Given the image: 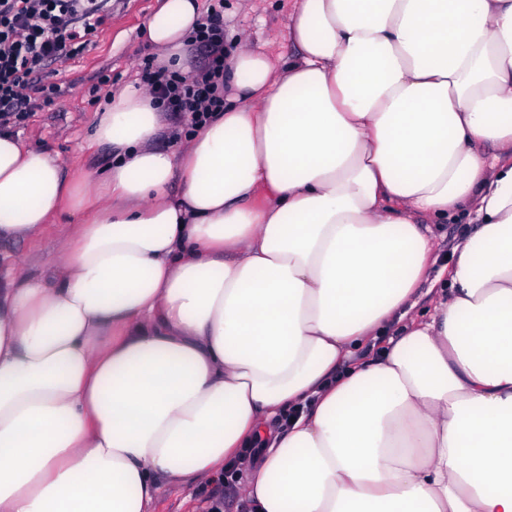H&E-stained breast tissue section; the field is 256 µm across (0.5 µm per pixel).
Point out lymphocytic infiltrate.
<instances>
[{"mask_svg":"<svg viewBox=\"0 0 512 512\" xmlns=\"http://www.w3.org/2000/svg\"><path fill=\"white\" fill-rule=\"evenodd\" d=\"M112 15V0H0V127L54 104L63 89L53 64L81 55ZM208 62L194 76L145 62L140 77L167 112L206 122L224 108V0H213L194 36Z\"/></svg>","mask_w":512,"mask_h":512,"instance_id":"1","label":"lymphocytic infiltrate"}]
</instances>
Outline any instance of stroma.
Segmentation results:
<instances>
[{
  "label": "stroma",
  "mask_w": 512,
  "mask_h": 512,
  "mask_svg": "<svg viewBox=\"0 0 512 512\" xmlns=\"http://www.w3.org/2000/svg\"><path fill=\"white\" fill-rule=\"evenodd\" d=\"M157 0H115L112 18L99 32L96 44L81 58L59 64L63 95L56 103L30 113L16 131L30 145L49 149L65 164L86 176L96 175L110 160L106 149H86L96 105L89 90L100 72L112 76L113 86L139 82L140 64L154 57L155 49L142 36L143 24ZM249 32L273 57H288L294 48L288 40L286 0H224V32ZM67 217L58 218L45 239L0 243V255L24 259L36 270H44L48 251L69 232ZM210 502L201 487L164 488L155 512H208Z\"/></svg>",
  "instance_id": "1"
}]
</instances>
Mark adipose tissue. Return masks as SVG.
Instances as JSON below:
<instances>
[{
	"mask_svg": "<svg viewBox=\"0 0 512 512\" xmlns=\"http://www.w3.org/2000/svg\"><path fill=\"white\" fill-rule=\"evenodd\" d=\"M204 17L159 0L164 64ZM288 19V62L225 45L181 152L132 84L96 180L0 131V240L75 217L46 272H0V512H151L233 460L248 512H512V0ZM474 224H445L435 231L436 243L440 259L450 263L453 260L454 250L464 235L474 230Z\"/></svg>",
	"mask_w": 512,
	"mask_h": 512,
	"instance_id": "obj_1",
	"label": "adipose tissue"
}]
</instances>
